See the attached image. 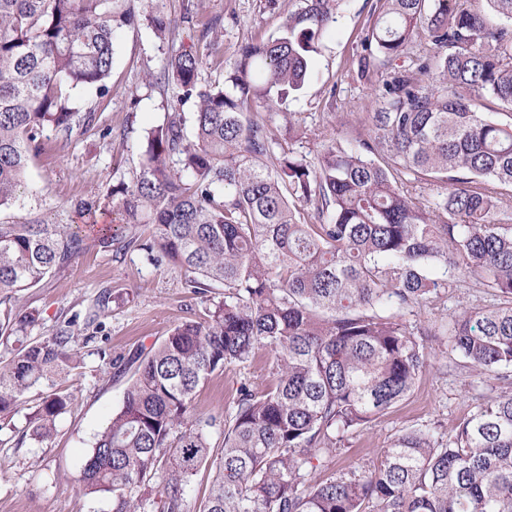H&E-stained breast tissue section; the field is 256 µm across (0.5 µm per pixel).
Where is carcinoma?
I'll return each instance as SVG.
<instances>
[{
	"mask_svg": "<svg viewBox=\"0 0 512 512\" xmlns=\"http://www.w3.org/2000/svg\"><path fill=\"white\" fill-rule=\"evenodd\" d=\"M339 2L298 0L277 35L241 47L222 83L202 80V57L184 44L148 73L175 90L172 111L128 180L74 205L88 224L99 213L117 224L91 240L33 205L28 161L94 119L75 92L109 90L119 32L143 24L172 42L192 18L142 14L137 0H0V417L77 363L75 322L27 339L38 317L21 294L90 244L186 267L202 299L224 288L204 320L112 362L134 372L83 464L85 494L109 496L112 512H186L214 431L224 450L201 512H512L507 392L448 431L397 436L372 471L316 476L429 365L407 319L415 307L467 284L491 289L498 302L440 328L448 353L480 373L512 370V0H375L357 68L375 108L310 159L273 126L292 134L286 102ZM410 55L414 67L397 64ZM494 104L503 111L486 115ZM261 351L270 386L240 384L229 417L191 414L210 376ZM69 402L44 398L31 439L51 440Z\"/></svg>",
	"mask_w": 512,
	"mask_h": 512,
	"instance_id": "1",
	"label": "carcinoma"
}]
</instances>
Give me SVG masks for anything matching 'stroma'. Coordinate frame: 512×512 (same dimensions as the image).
I'll return each instance as SVG.
<instances>
[{"label": "stroma", "instance_id": "35a3bbf8", "mask_svg": "<svg viewBox=\"0 0 512 512\" xmlns=\"http://www.w3.org/2000/svg\"><path fill=\"white\" fill-rule=\"evenodd\" d=\"M295 6V0L140 2L142 11L172 16L196 8L195 19L179 30V40L186 43L197 39L204 20L221 19L217 48H200L202 77L212 83L223 81L225 67L233 64L242 44L275 35L283 13ZM370 7L371 0H344L336 23L323 36L311 79L289 98L288 109L302 127L300 138L292 143L295 151L315 155L337 132L348 131L358 115L372 111L368 87L352 78ZM169 49L143 25L120 33L110 91L86 95L96 108L95 122L71 139L51 141L29 163L28 183L39 198L70 209L129 178L139 165L148 131L162 121L172 101L171 93L147 79L148 73L161 70ZM106 127L111 128V137H102ZM189 276L180 266H150L136 251L119 254L94 247L64 271L25 291L24 308L39 316L31 337L54 335L76 320L74 348L81 362L54 385L31 389L14 415L0 418V512H112L109 497L84 496L81 469L96 433L120 406L127 386V376L115 375L112 361L163 340L185 319L203 317L205 304L185 286ZM105 290L111 301L103 314L96 300ZM493 301L486 289L461 288L447 301L418 309L416 322L430 332V367L419 375L408 398L346 438L320 478L373 470L399 434L437 422L452 425L472 410L476 399L507 389L506 381L477 375L462 358L447 356L445 337L433 333L440 320L457 309ZM269 363L262 353L251 363L213 374L196 394L194 413L232 414L240 383L259 389L271 384ZM56 388L71 393L72 402L58 418L54 437L41 444L26 434L27 415Z\"/></svg>", "mask_w": 512, "mask_h": 512}]
</instances>
